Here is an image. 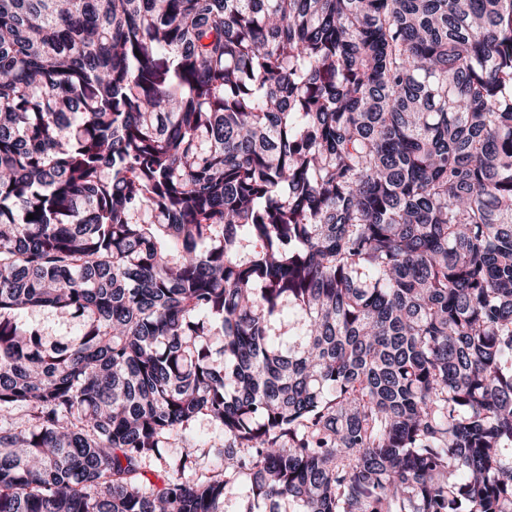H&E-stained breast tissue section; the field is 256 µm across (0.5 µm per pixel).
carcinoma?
<instances>
[{
    "label": "carcinoma",
    "instance_id": "carcinoma-1",
    "mask_svg": "<svg viewBox=\"0 0 512 512\" xmlns=\"http://www.w3.org/2000/svg\"><path fill=\"white\" fill-rule=\"evenodd\" d=\"M22 409L0 512H512V0H0ZM22 320L38 325L51 341H65L77 331V325L63 321L46 309H34L21 315ZM191 435L199 443H223L224 435L219 431L208 416H199L191 425Z\"/></svg>",
    "mask_w": 512,
    "mask_h": 512
}]
</instances>
